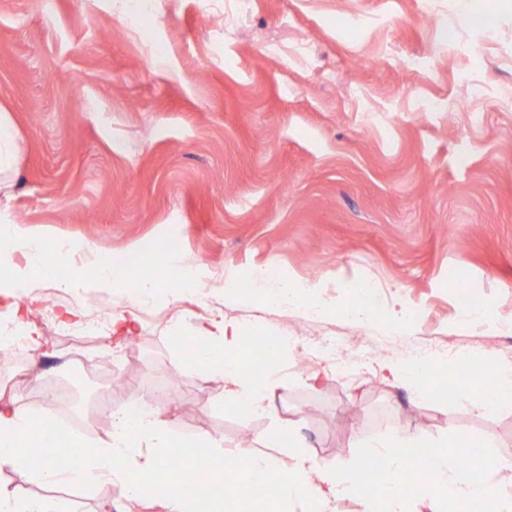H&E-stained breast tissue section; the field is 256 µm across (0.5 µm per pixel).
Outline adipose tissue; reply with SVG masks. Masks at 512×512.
<instances>
[{
	"label": "adipose tissue",
	"instance_id": "obj_1",
	"mask_svg": "<svg viewBox=\"0 0 512 512\" xmlns=\"http://www.w3.org/2000/svg\"><path fill=\"white\" fill-rule=\"evenodd\" d=\"M20 248L28 255L22 266L13 261ZM46 256V241L21 236L13 222L0 223V296L16 295L36 281L54 278L55 269ZM176 343L185 352L175 363V372L188 364L222 376L227 410L246 415L271 409L276 372L271 369L260 377L245 372L237 325L214 322L198 327L194 335L177 337ZM436 367L430 360L401 358L387 362L384 369L393 379L413 386L419 398L434 401L438 392L422 377ZM469 407L480 415L512 407V370H499L494 391L473 388ZM409 443V437L398 434L349 462L321 463L299 454L292 465L284 466L249 448L225 454L222 443L212 439L184 446L182 466L171 475L166 464L176 437L161 412L150 411L135 420L123 408H113L107 438L75 440L64 449L53 411L0 405V469L31 472L43 483L89 485L109 480L139 498L150 496L165 482L171 486L161 498L167 512H243L245 501L238 489L257 473L271 474L279 488L273 512L292 507L298 512H334V502L344 496L358 499L363 512H444L445 503L466 504L475 498L481 499L485 512H512V455L486 453L476 466L468 467L457 452L435 445L417 463L405 452ZM36 448L43 451L37 469L31 466ZM375 456L384 459L388 474L368 495L358 474ZM218 480L224 482L226 495L214 494ZM183 483L193 486V493H182Z\"/></svg>",
	"mask_w": 512,
	"mask_h": 512
}]
</instances>
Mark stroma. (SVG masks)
I'll return each instance as SVG.
<instances>
[{
  "mask_svg": "<svg viewBox=\"0 0 512 512\" xmlns=\"http://www.w3.org/2000/svg\"><path fill=\"white\" fill-rule=\"evenodd\" d=\"M0 0V108L22 150L0 193L20 232L66 242L69 266L91 253L137 252L151 269L193 264L201 294L156 290L125 343L134 379L69 359L56 325L65 311L128 310L125 288L76 291L63 279L15 296L48 340L27 374L0 355V400L39 408L50 387L72 389V412L154 392L181 399L170 416L184 442L225 453L246 429L253 446L291 464L296 439L322 462L349 460L394 430L433 444L493 436L512 454V409L474 415L468 391L426 401L386 379L379 363L425 345L512 365V0ZM493 18L485 28V18ZM271 263L305 291L298 308L242 285ZM372 278L379 319L347 314ZM320 302L308 322L299 307ZM243 336L294 337L268 412L224 408V382L167 374L176 337L211 320ZM371 351L341 379L322 350ZM319 373L317 385L306 376ZM90 420L81 433L106 436ZM22 497L66 512H164L119 485H47L0 472Z\"/></svg>",
  "mask_w": 512,
  "mask_h": 512,
  "instance_id": "stroma-1",
  "label": "stroma"
}]
</instances>
